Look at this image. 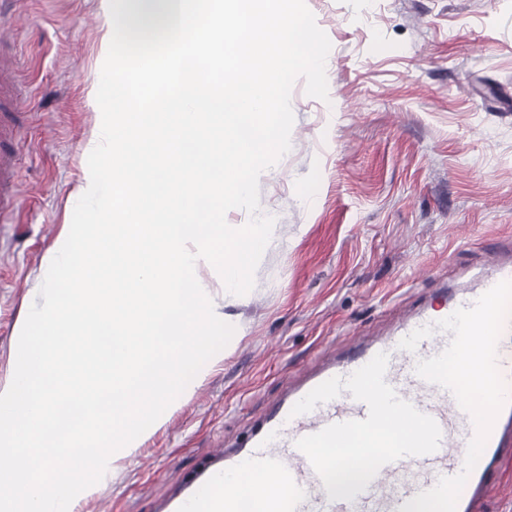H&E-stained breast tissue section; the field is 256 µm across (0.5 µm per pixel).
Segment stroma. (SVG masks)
<instances>
[{
    "label": "stroma",
    "instance_id": "35a3bbf8",
    "mask_svg": "<svg viewBox=\"0 0 512 512\" xmlns=\"http://www.w3.org/2000/svg\"><path fill=\"white\" fill-rule=\"evenodd\" d=\"M331 50L328 101L291 92L289 151L259 177L275 220L253 289L197 271L235 333L168 420L119 452L75 512H164L291 383L386 335L512 236V0H306ZM17 61L20 211L0 217V364L38 301L89 173L111 35L106 0H0Z\"/></svg>",
    "mask_w": 512,
    "mask_h": 512
}]
</instances>
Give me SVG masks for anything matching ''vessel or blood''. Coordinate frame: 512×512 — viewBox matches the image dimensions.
<instances>
[{
    "instance_id": "obj_1",
    "label": "vessel or blood",
    "mask_w": 512,
    "mask_h": 512,
    "mask_svg": "<svg viewBox=\"0 0 512 512\" xmlns=\"http://www.w3.org/2000/svg\"><path fill=\"white\" fill-rule=\"evenodd\" d=\"M14 85L0 75V214L19 210L16 192L18 171L9 142L16 131L13 118ZM494 262L473 274L456 288L437 289L433 301L420 305L416 314L403 320L387 339L371 345H355L318 373L308 384L294 390L275 404L261 427L245 447L224 456L198 475L170 512H239L240 498L235 487L242 476H260L266 486L264 512H400L418 493L433 488L439 478L467 473L456 512H481L480 505L498 489V472L504 458L512 457V313L504 320L497 345V365L506 385V402L498 413L484 450L472 471H465L467 447L475 435L468 412L453 394L417 376L418 360L441 353L451 340L450 333L434 332L420 341L415 351L400 348V341L417 328L433 324L460 308L474 305L497 283L512 280V237L498 241L491 249ZM389 356L386 382L397 395L431 416L441 430L438 449L422 456H406L384 465L366 489L350 500L330 499L298 439L326 426L367 417L368 407L350 392L310 412L292 415L293 406L311 388L333 378H347L377 353Z\"/></svg>"
}]
</instances>
